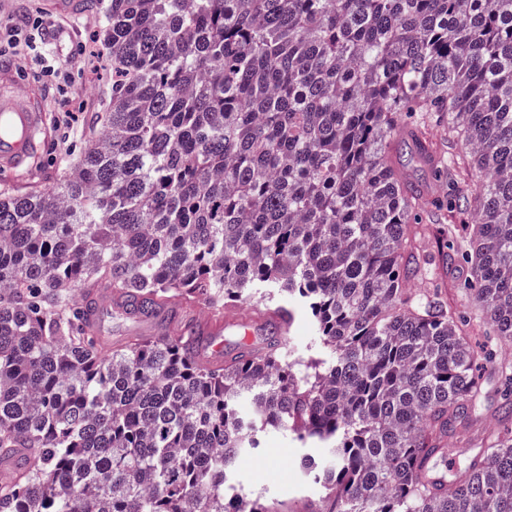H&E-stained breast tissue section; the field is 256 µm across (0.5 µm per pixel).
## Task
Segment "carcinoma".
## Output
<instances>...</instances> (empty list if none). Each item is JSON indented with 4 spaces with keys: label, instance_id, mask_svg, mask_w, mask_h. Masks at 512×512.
<instances>
[{
    "label": "carcinoma",
    "instance_id": "cac0c4a2",
    "mask_svg": "<svg viewBox=\"0 0 512 512\" xmlns=\"http://www.w3.org/2000/svg\"><path fill=\"white\" fill-rule=\"evenodd\" d=\"M99 35L112 96L79 157L0 191V462L25 461L0 512H272L231 484L267 431L303 449L310 512H512V360L409 288L419 212L472 209L427 231L512 345V0H109ZM433 127L470 166L442 198L391 161H431ZM100 288L143 313L273 294L282 335L219 367L189 324L105 357ZM493 395L498 428L435 473Z\"/></svg>",
    "mask_w": 512,
    "mask_h": 512
}]
</instances>
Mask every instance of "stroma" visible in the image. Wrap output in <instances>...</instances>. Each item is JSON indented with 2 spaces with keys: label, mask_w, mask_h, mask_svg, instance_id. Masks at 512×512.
<instances>
[{
  "label": "stroma",
  "mask_w": 512,
  "mask_h": 512,
  "mask_svg": "<svg viewBox=\"0 0 512 512\" xmlns=\"http://www.w3.org/2000/svg\"><path fill=\"white\" fill-rule=\"evenodd\" d=\"M52 0H8L0 8V25L19 26L39 14L52 15L57 25L63 26V35L45 34V61H38L26 45H18L12 54L0 57V69L8 68L13 82L20 87L36 84L40 91V104L46 115L47 137L38 151L32 167L26 172L8 174L0 172V187L9 185L18 192L31 188L51 189L62 160L73 158L93 127V121L103 107L111 89L108 69L97 70L84 66L85 54L94 52L91 34L96 30L98 11L94 0H88L82 14L54 13ZM61 66L75 72L74 82L58 85L43 81L40 77L42 64ZM70 110L73 130L70 136H62L55 126V118L62 110ZM395 165L407 180L430 196L446 195L449 185H462L468 177L467 169H459L452 183L434 177L430 167L419 162L411 147L401 146L393 154ZM414 246L417 253L429 256L431 279L425 285L432 299L459 309L464 315L472 313L470 305L460 300L456 285L468 275L462 262L443 264L435 239L427 234L416 235ZM300 448L285 435L270 432L263 435L259 451L242 456L237 462L235 479L246 490L264 500L282 501L291 512H304L307 502L313 498L314 486L301 469L298 458Z\"/></svg>",
  "instance_id": "stroma-1"
}]
</instances>
